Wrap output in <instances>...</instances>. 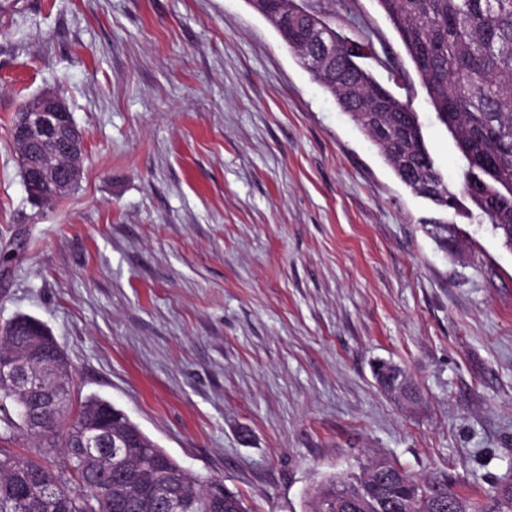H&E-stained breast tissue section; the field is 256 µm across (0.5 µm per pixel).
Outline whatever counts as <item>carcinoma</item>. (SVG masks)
I'll list each match as a JSON object with an SVG mask.
<instances>
[{"instance_id": "obj_1", "label": "carcinoma", "mask_w": 512, "mask_h": 512, "mask_svg": "<svg viewBox=\"0 0 512 512\" xmlns=\"http://www.w3.org/2000/svg\"><path fill=\"white\" fill-rule=\"evenodd\" d=\"M414 64L437 119L454 135L465 161L462 184L490 231L512 251V0H377ZM313 80L380 148L396 177L434 201L453 197L428 151L407 99L376 80L361 59L372 42H351L323 14L300 11L299 0H252ZM25 360L36 392L0 377L4 433L14 427L36 441L29 453L0 448V512H247L244 499L224 491V479L193 473L160 448L111 401L74 397L75 379L65 354L41 344L22 316L0 327V362ZM398 397L416 392L392 366ZM121 442L126 457L107 466L88 446L93 430ZM57 451L64 465L48 455ZM512 512V482L479 500L448 488L441 478L423 481L389 457L372 460L360 474L331 475L310 493L308 512Z\"/></svg>"}]
</instances>
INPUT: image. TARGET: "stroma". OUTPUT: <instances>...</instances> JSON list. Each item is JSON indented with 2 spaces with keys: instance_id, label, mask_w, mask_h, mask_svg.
<instances>
[{
  "instance_id": "stroma-1",
  "label": "stroma",
  "mask_w": 512,
  "mask_h": 512,
  "mask_svg": "<svg viewBox=\"0 0 512 512\" xmlns=\"http://www.w3.org/2000/svg\"><path fill=\"white\" fill-rule=\"evenodd\" d=\"M319 8L379 82L404 71L457 209L403 185L247 0H0V325L45 323L76 391L249 512H304L373 456L476 495L512 480V252L377 0ZM48 93L87 142L37 205L11 126ZM381 362L385 363V364H389L392 367L391 370L395 374V376L392 377L394 381L398 380L399 378L401 379L399 386L395 388L393 383H391L389 379L387 380V378H385V376L380 377L378 375V373L376 372V365H375V367H374L375 374H376V377H377L379 383L381 384V386L385 390L393 392L398 397H403L404 399H408V400L415 399L416 392L412 388L410 380L407 377V375L405 374V372L402 369L398 368L397 366H395L391 363H387V362H383V361H380L378 363H381ZM378 363H376V364H378Z\"/></svg>"
}]
</instances>
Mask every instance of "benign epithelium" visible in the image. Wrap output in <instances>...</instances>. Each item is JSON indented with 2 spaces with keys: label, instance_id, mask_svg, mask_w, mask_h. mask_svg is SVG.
I'll return each instance as SVG.
<instances>
[{
  "label": "benign epithelium",
  "instance_id": "obj_1",
  "mask_svg": "<svg viewBox=\"0 0 512 512\" xmlns=\"http://www.w3.org/2000/svg\"><path fill=\"white\" fill-rule=\"evenodd\" d=\"M70 111L56 96L38 98L23 109L16 122L12 138L25 149L18 156L25 188L37 194L35 188L45 187L58 198L78 180L79 167H63L54 161L58 152L71 156L85 149V133L66 122Z\"/></svg>",
  "mask_w": 512,
  "mask_h": 512
}]
</instances>
